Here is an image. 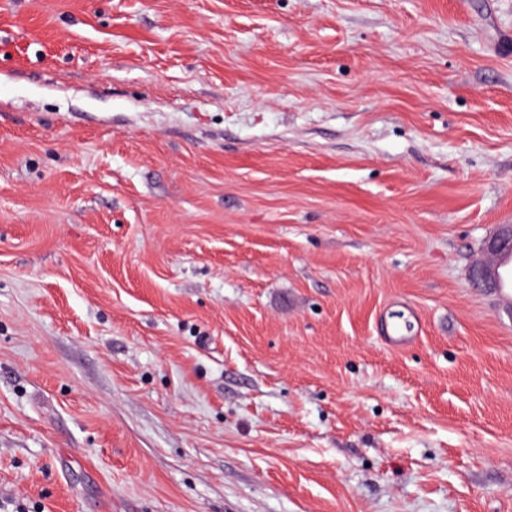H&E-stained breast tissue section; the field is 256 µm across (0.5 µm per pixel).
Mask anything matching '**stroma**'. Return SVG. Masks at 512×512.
Masks as SVG:
<instances>
[{
    "label": "stroma",
    "instance_id": "1",
    "mask_svg": "<svg viewBox=\"0 0 512 512\" xmlns=\"http://www.w3.org/2000/svg\"><path fill=\"white\" fill-rule=\"evenodd\" d=\"M501 224L512 0H0V512H512ZM483 250L496 258L494 262L476 263L469 272L475 288L490 294L500 293L502 282L512 277L510 266L504 260L512 257V225L502 224L496 234L484 242Z\"/></svg>",
    "mask_w": 512,
    "mask_h": 512
}]
</instances>
